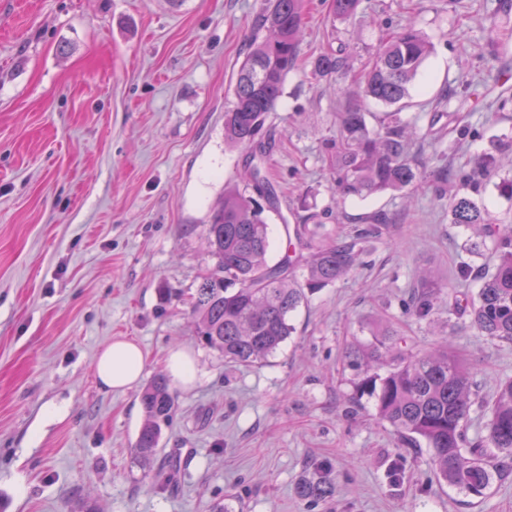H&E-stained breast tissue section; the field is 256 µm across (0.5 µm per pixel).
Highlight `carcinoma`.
<instances>
[{
    "label": "carcinoma",
    "mask_w": 512,
    "mask_h": 512,
    "mask_svg": "<svg viewBox=\"0 0 512 512\" xmlns=\"http://www.w3.org/2000/svg\"><path fill=\"white\" fill-rule=\"evenodd\" d=\"M307 0H269L258 19L264 37L250 39L237 71L234 100L224 112V141L247 151L253 162L249 176L260 203L236 186L224 190V201L214 211L205 234L214 265L202 276L191 296L190 315L200 341L224 355V360L260 365L273 356L295 332L289 317L302 302L348 275L361 264L369 232L341 237L314 247L325 234L323 224H297L292 253L268 263L270 249L267 210L278 209V197L261 175L268 143L263 129L283 93L288 73L301 62V42ZM360 0H332L334 19L352 17ZM434 51L429 37L413 22L387 31L357 74L351 55L343 50L323 51L309 61L314 79L344 80L353 75L347 102L336 113V138L328 143V159L336 197L366 198L391 192L410 194L434 182L457 190L448 197V221L471 232L470 251L487 246L496 255L492 270L477 277V291L460 292L458 309L470 318L480 335L512 343V224H500L475 195L497 176L501 155L487 152L471 168L454 171L434 156L432 167L411 154L403 116L410 86ZM391 108L372 126L367 106ZM305 269L297 279L294 265ZM439 293L428 282L412 300V313L429 318L438 307ZM373 342L357 367L364 368L360 391L376 398V412L407 445L426 444L438 476L467 496L484 497L493 481L512 476V379L500 382L487 400L474 388L469 371L442 345L431 354H418L400 345L392 329L372 332ZM387 366L383 376L370 373ZM143 422L132 448L133 463L148 477L155 472L163 428L175 413V399L163 376L153 378L139 393ZM487 414L486 434L467 437L474 410ZM335 493L330 466L312 467L296 487L310 502Z\"/></svg>",
    "instance_id": "1"
}]
</instances>
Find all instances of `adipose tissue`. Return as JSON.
Returning a JSON list of instances; mask_svg holds the SVG:
<instances>
[{
  "label": "adipose tissue",
  "instance_id": "1",
  "mask_svg": "<svg viewBox=\"0 0 512 512\" xmlns=\"http://www.w3.org/2000/svg\"><path fill=\"white\" fill-rule=\"evenodd\" d=\"M145 366L141 347L126 337H115L104 345L95 360L100 383L111 390L123 391L135 386Z\"/></svg>",
  "mask_w": 512,
  "mask_h": 512
}]
</instances>
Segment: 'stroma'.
<instances>
[{"label":"stroma","mask_w":512,"mask_h":512,"mask_svg":"<svg viewBox=\"0 0 512 512\" xmlns=\"http://www.w3.org/2000/svg\"><path fill=\"white\" fill-rule=\"evenodd\" d=\"M267 0H0V512H512V479L485 498L441 481L427 448L401 445L358 395L347 354L379 325L419 353L448 340L483 395L512 378V344L479 335L455 305L468 234L434 189L413 205L382 193L337 203L324 159L346 83L311 78L308 59L346 47L354 69L385 24L413 20L434 43L410 87L419 160L456 166L512 138V0H361L334 20L309 0L304 66L291 71L266 123L263 171L279 209L267 212L270 262L287 251L284 223L317 215L352 236L382 212L366 265L310 296L294 335L266 364L239 366L200 344L189 294L213 265L204 236L224 187L251 190L248 155L224 143L235 75ZM497 21L504 37L490 35ZM477 85L480 101L461 92ZM456 89L444 101L448 89ZM469 136H460L462 127ZM441 288L439 327L408 310L421 277ZM136 340L144 379L172 348L195 379L176 399L161 454L179 451L177 486L142 479L132 445L137 389L111 392L95 372L102 345ZM333 497L298 498L315 462Z\"/></svg>","instance_id":"35a3bbf8"}]
</instances>
